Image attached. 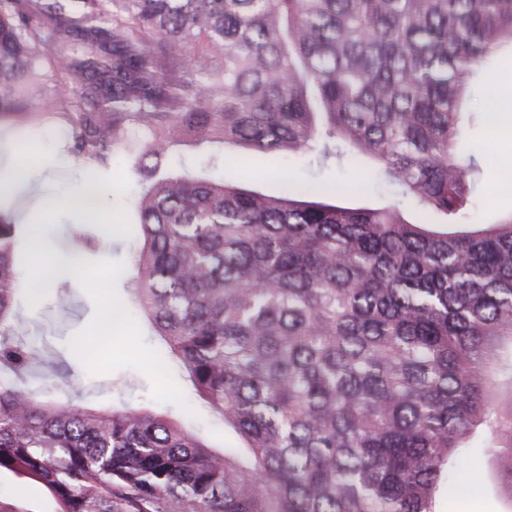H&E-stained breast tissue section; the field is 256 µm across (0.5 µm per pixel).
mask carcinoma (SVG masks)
Instances as JSON below:
<instances>
[{
	"mask_svg": "<svg viewBox=\"0 0 512 512\" xmlns=\"http://www.w3.org/2000/svg\"><path fill=\"white\" fill-rule=\"evenodd\" d=\"M505 42L512 0H0V114L66 103L76 159L136 153L133 299L235 435L211 448L163 413L0 380V473L58 512H436L478 452L512 503V216L469 223L483 169L464 123ZM187 141L367 164L414 216L341 205L336 184L180 176ZM71 241L108 248L84 224ZM19 244L0 212L16 372L41 358L13 346V300L43 291Z\"/></svg>",
	"mask_w": 512,
	"mask_h": 512,
	"instance_id": "obj_1",
	"label": "carcinoma"
}]
</instances>
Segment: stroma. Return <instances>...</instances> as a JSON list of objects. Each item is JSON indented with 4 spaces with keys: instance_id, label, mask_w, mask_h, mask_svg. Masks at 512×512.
<instances>
[{
    "instance_id": "obj_1",
    "label": "stroma",
    "mask_w": 512,
    "mask_h": 512,
    "mask_svg": "<svg viewBox=\"0 0 512 512\" xmlns=\"http://www.w3.org/2000/svg\"><path fill=\"white\" fill-rule=\"evenodd\" d=\"M495 93L496 122H472L469 135L481 151L484 177L480 181L471 213L475 224H491L512 214V45L503 44L472 85L469 111H485L484 84ZM65 115L34 126L0 118V144L18 143L32 156L55 157L56 163L39 180L41 196L57 202L42 231V258L58 267H78L70 276L65 300L53 292L29 298L20 296L17 309L21 321L15 328L17 340L36 348H47L59 365L58 372L35 370L26 382L27 390L41 400L66 404L75 400L94 408L148 407L179 420L201 435L213 448L224 445V427L195 398L187 377L177 368L155 374L154 360L168 356L165 342L135 307L129 306L126 318L109 329H101L105 302L127 301L135 275L130 252L137 244L139 226L135 212L123 199L138 180L129 167L85 163L68 155L66 142L58 131ZM170 165L179 174L198 176L225 173L228 180L264 192L278 189L282 177L299 183L343 181L356 183L360 193L348 197L351 205L383 206L400 204L412 210L411 200L398 188L375 183L361 169L347 164L316 163L306 155H293L275 162L251 154L236 153L217 145L197 148L182 145L172 149ZM97 176L111 181L112 192L104 200L89 228L91 235L111 242L108 251H86L73 255L68 248L70 225L80 223L77 212L68 205L72 187L80 180ZM488 466L480 455L468 457L461 469L455 494L441 496L437 512H512V505L487 487ZM0 504L20 507L22 512H57L54 499L41 487L10 476H0Z\"/></svg>"
}]
</instances>
